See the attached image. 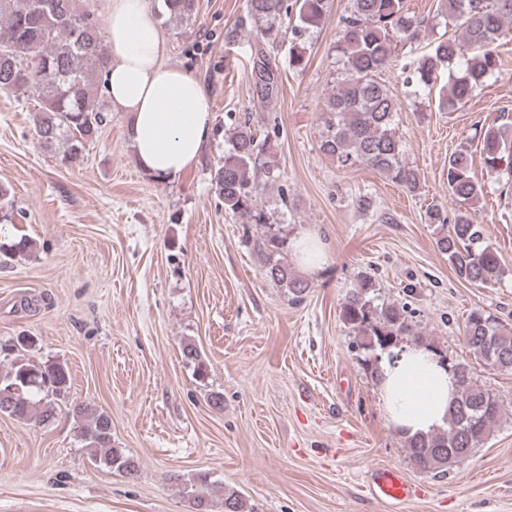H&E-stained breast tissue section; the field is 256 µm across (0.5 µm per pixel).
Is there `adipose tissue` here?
I'll return each instance as SVG.
<instances>
[{
  "label": "adipose tissue",
  "mask_w": 512,
  "mask_h": 512,
  "mask_svg": "<svg viewBox=\"0 0 512 512\" xmlns=\"http://www.w3.org/2000/svg\"><path fill=\"white\" fill-rule=\"evenodd\" d=\"M105 43L108 98L131 115L138 166L160 179L181 176L211 133L205 86L190 73L161 64L160 26L145 0H108ZM380 372L378 400L395 430L413 435L445 426L456 381L432 351L403 345L397 357L381 362Z\"/></svg>",
  "instance_id": "obj_1"
}]
</instances>
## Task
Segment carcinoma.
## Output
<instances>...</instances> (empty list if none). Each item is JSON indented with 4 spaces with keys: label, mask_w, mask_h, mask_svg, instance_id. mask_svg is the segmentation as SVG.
I'll return each mask as SVG.
<instances>
[{
    "label": "carcinoma",
    "mask_w": 512,
    "mask_h": 512,
    "mask_svg": "<svg viewBox=\"0 0 512 512\" xmlns=\"http://www.w3.org/2000/svg\"><path fill=\"white\" fill-rule=\"evenodd\" d=\"M446 17L459 31L456 37L436 39L428 54L412 65L404 83L414 94L431 92L443 69H448V95L440 104L448 110L465 105L488 79L500 72L497 52L505 24L512 21V0H444ZM170 15L188 21L197 15V0H165ZM250 18L263 23L262 42L254 47L251 67L253 100L264 106L279 94L282 75L266 50L279 42L285 0H245ZM328 0H296V30L319 27L325 20ZM423 21L409 15L405 0H350L338 22L336 51L342 68L336 88L326 98L320 150L340 167L363 164L386 175L410 193L419 189L420 174L406 162L403 145L394 131L397 101L381 75L392 62L396 43L417 34ZM110 59L102 23L95 13L79 7L78 0H0V91H35L43 106L34 118V135L48 148L66 144L63 160L79 162L85 143L108 121L109 105L101 99ZM231 150L212 176V185L224 209L241 223L257 229L249 239L263 261L272 283L302 300L309 283L288 264L289 238L269 221L258 204V178L279 179L269 136H260L250 119L230 129ZM481 160L490 174L512 173V122L504 121L481 132ZM473 160L466 149L448 156V194L460 208L454 222L437 205L426 212L435 225V244L457 277L489 288L512 275V266L488 241L484 225L470 212V205L484 193L472 176ZM31 247L27 238L0 244L7 262ZM341 318L355 335L353 349L363 357L366 370L375 375L381 355L401 340L424 344L427 337L414 331L406 306L378 302L375 284L364 276L345 294ZM468 353L500 371L512 372V328L485 309H476L462 328ZM185 360L195 364L199 377L205 367L197 346L186 342ZM457 380V396L447 426L429 434L402 436L411 464L423 473L443 478L460 466V457L471 455L497 427L503 402L479 383L468 363L443 358ZM12 388L0 399V414L20 423L48 422L55 415L54 400L70 387L69 373L60 363L15 361L0 374V389ZM82 440L92 448L96 463L128 476L137 474L138 462L112 445V418L88 407L74 408ZM195 512H208L214 500L224 512H252L242 496L224 483L198 474L185 484Z\"/></svg>",
    "instance_id": "obj_1"
}]
</instances>
